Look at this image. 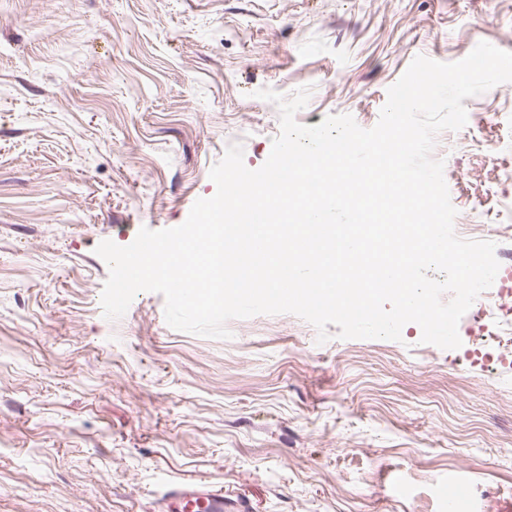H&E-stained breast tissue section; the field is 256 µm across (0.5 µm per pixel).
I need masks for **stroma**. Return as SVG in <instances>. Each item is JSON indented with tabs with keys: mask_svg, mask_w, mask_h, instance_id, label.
<instances>
[{
	"mask_svg": "<svg viewBox=\"0 0 512 512\" xmlns=\"http://www.w3.org/2000/svg\"><path fill=\"white\" fill-rule=\"evenodd\" d=\"M512 51V0H0V512H155L206 481L251 512H512V353L331 338L292 314L106 319L95 253L181 225L233 143L256 169L299 123L372 128L419 55ZM435 158L464 239L512 243V83L465 99Z\"/></svg>",
	"mask_w": 512,
	"mask_h": 512,
	"instance_id": "1",
	"label": "stroma"
}]
</instances>
